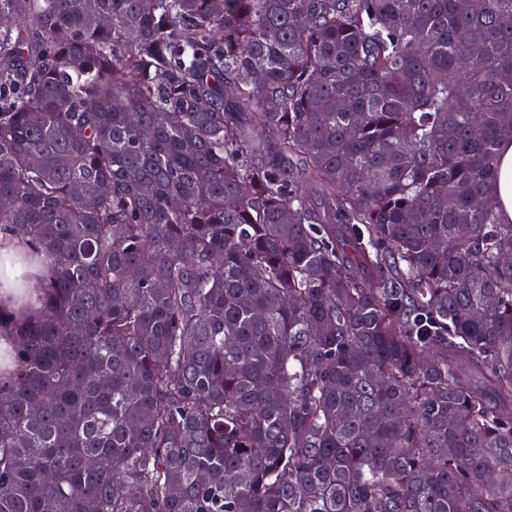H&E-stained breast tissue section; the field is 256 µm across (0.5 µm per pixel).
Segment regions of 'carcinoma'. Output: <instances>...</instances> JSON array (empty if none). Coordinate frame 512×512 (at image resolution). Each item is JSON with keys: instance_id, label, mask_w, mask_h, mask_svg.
Listing matches in <instances>:
<instances>
[{"instance_id": "carcinoma-1", "label": "carcinoma", "mask_w": 512, "mask_h": 512, "mask_svg": "<svg viewBox=\"0 0 512 512\" xmlns=\"http://www.w3.org/2000/svg\"><path fill=\"white\" fill-rule=\"evenodd\" d=\"M506 138L512 0H0V512H512ZM504 223H512V140L504 139L498 149L497 178L491 186Z\"/></svg>"}]
</instances>
